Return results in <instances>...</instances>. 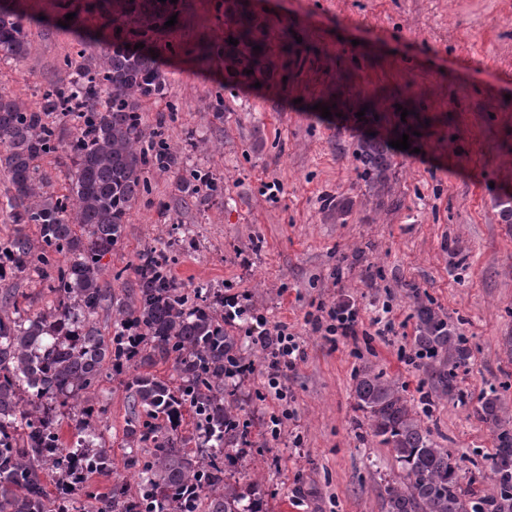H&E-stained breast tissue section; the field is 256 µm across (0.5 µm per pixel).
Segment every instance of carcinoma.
Here are the masks:
<instances>
[{
    "instance_id": "carcinoma-1",
    "label": "carcinoma",
    "mask_w": 512,
    "mask_h": 512,
    "mask_svg": "<svg viewBox=\"0 0 512 512\" xmlns=\"http://www.w3.org/2000/svg\"><path fill=\"white\" fill-rule=\"evenodd\" d=\"M172 9L168 0H123L111 47L81 40L76 54L64 57L77 75L65 96L49 86L34 109L0 90V167L10 184L0 209L14 224L0 239V278L36 276L54 295L45 311L28 315L16 293H0V512H81L68 485L69 462L87 442L95 457L80 473L112 474L94 413L97 388L114 373L126 376L123 465L135 486L87 488L94 512H266L259 483L241 485L224 473V449L241 447L247 433L230 379L244 349L224 329V292L206 282L178 287L168 246L140 253L130 281L115 272L125 297L101 284L102 260L121 245L134 205L151 194L150 175L176 165L165 137L174 113L150 131L140 113L142 99L164 89L158 62L125 48L128 24L147 30ZM29 47L21 17L0 6V58L20 63ZM53 114L57 120H47ZM68 122L76 133L65 142L59 125ZM63 149L74 171L60 194L40 161ZM360 159L369 189L385 187L386 146L367 140ZM203 187L211 197L224 195L213 177L192 170L180 178L182 203L199 199ZM411 296L413 353L426 386L419 400L381 372L354 375L355 410L402 470L401 480L384 486V512H512V413L496 390L483 392L473 410L494 436L487 471L465 470L424 425L420 404H467L459 370L471 347L432 299L414 286ZM105 307L113 314L107 337L95 323ZM57 336L72 343L40 365ZM159 364L170 366L168 378L153 372ZM63 415L72 422L69 440Z\"/></svg>"
}]
</instances>
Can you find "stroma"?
Segmentation results:
<instances>
[{
    "instance_id": "1",
    "label": "stroma",
    "mask_w": 512,
    "mask_h": 512,
    "mask_svg": "<svg viewBox=\"0 0 512 512\" xmlns=\"http://www.w3.org/2000/svg\"><path fill=\"white\" fill-rule=\"evenodd\" d=\"M27 19L29 57L0 60V87L37 104L47 85L73 79L62 65L78 39L112 42L109 7L93 0H8ZM75 14L78 27L64 26ZM172 27L131 36L161 48L166 97L142 107L147 128L166 127L178 165L152 177L132 209L123 246L106 256L112 274L184 227L195 249L178 256L181 287L207 281L240 293L271 322L287 323L305 350L280 378L247 352L236 398L248 424L245 449H229L236 480L260 481L268 512H383L386 481L400 470L354 410L353 376L386 371L415 397L423 374L406 362L416 285L472 348L460 373L471 399L496 388L512 409V0H177ZM260 46L261 71L236 72V40ZM219 44L201 66L197 49ZM224 98V120L209 105ZM334 107L336 117L320 109ZM408 137L410 149L393 148ZM388 144L390 191L369 193L358 150ZM198 169L223 181V198L180 205V177ZM347 209L337 223L334 206ZM359 312L357 335L328 342L307 315L317 305ZM387 311L392 332L372 318ZM99 398L114 478L127 393L119 377ZM290 418H282V411ZM424 423L464 467L487 466L495 442L470 406L434 403Z\"/></svg>"
}]
</instances>
